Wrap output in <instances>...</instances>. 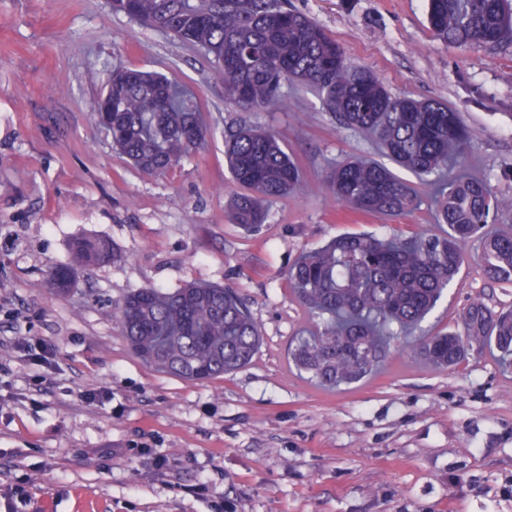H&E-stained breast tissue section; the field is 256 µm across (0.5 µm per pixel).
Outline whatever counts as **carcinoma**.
Masks as SVG:
<instances>
[{
  "label": "carcinoma",
  "mask_w": 512,
  "mask_h": 512,
  "mask_svg": "<svg viewBox=\"0 0 512 512\" xmlns=\"http://www.w3.org/2000/svg\"><path fill=\"white\" fill-rule=\"evenodd\" d=\"M112 11L154 27L212 57L224 97L247 110L280 98L286 82L315 88L339 125L365 130L395 165L423 180L440 174L471 132L458 113L436 99L392 95L369 70L352 64L312 18L284 0H111ZM433 32L452 46L512 42V0H427ZM112 146L136 167L162 175L204 148L210 134L196 101L165 76L114 69L102 94L88 103ZM224 156L242 188L228 218L248 231L266 223L268 203L304 193L297 161L275 133L247 122L224 130ZM330 192L349 209L389 217L412 213L415 188L379 162L350 158L327 175ZM444 236L426 233L379 239L347 233L305 252L288 281L298 302L324 318L323 327L288 346L292 368L327 388L356 384L393 351L417 353L436 368H452L487 344L512 357V311L481 299L460 314L461 330L408 347L418 326L445 297L479 240L476 260L486 276L512 283V234L487 235L493 213L512 208L483 180L448 181L435 196ZM108 240L78 236L71 261L50 272L66 294L78 269L112 262ZM133 351L156 369L190 381L215 379L248 366L261 336L231 288L187 285L170 292L139 288L112 310Z\"/></svg>",
  "instance_id": "cac0c4a2"
}]
</instances>
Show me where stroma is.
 <instances>
[{"mask_svg":"<svg viewBox=\"0 0 512 512\" xmlns=\"http://www.w3.org/2000/svg\"><path fill=\"white\" fill-rule=\"evenodd\" d=\"M396 96L437 99L472 136L441 174L512 199V43L453 48L426 0H288ZM157 71L196 95L213 135L165 175L112 150L86 109L115 68ZM283 103L225 101L204 52L113 12L110 0H0V494L12 512H512V369L485 351L439 370L392 354L359 386L333 391L288 367V342L316 317L287 272L343 233L446 232L434 190L399 218L355 213L324 181L348 157L384 161L366 132L340 127L319 93L285 84ZM274 131L308 182L269 206L261 231L228 223L234 185L224 129ZM108 239L106 266L57 295L51 268L74 237ZM477 242L413 338L453 329L474 298L512 309ZM235 289L262 332L246 369L190 382L129 348L112 308L145 286ZM45 340L47 370L18 342ZM51 383L37 390L33 377Z\"/></svg>","mask_w":512,"mask_h":512,"instance_id":"stroma-1","label":"stroma"}]
</instances>
